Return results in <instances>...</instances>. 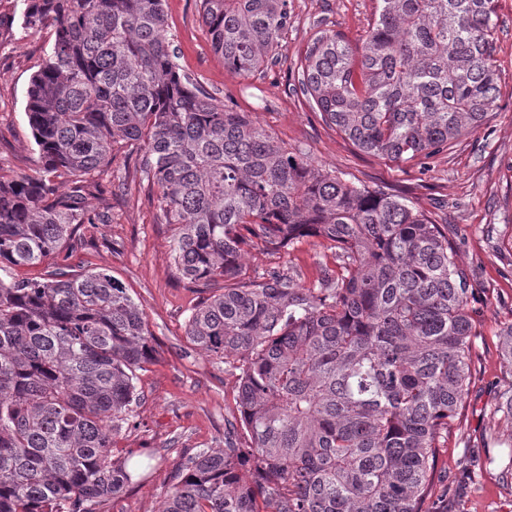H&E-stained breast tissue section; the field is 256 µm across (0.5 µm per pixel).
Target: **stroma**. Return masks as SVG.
Instances as JSON below:
<instances>
[{"label":"stroma","instance_id":"obj_1","mask_svg":"<svg viewBox=\"0 0 512 512\" xmlns=\"http://www.w3.org/2000/svg\"><path fill=\"white\" fill-rule=\"evenodd\" d=\"M497 106L476 131L454 141L429 161L398 165L359 151L326 124L313 101L297 89L312 40L325 30L343 32L359 44L375 19L376 0H289L290 23L276 58L251 74L225 67L210 46L200 0H165L168 37L182 75L237 112L248 113L289 152L373 191L400 196L448 227L463 268L475 288L479 334L473 351L474 382L464 398L462 426L448 436L438 464L445 474L430 499L449 512H512V485L489 468L475 485L449 496L467 468L469 451L504 448L512 428L493 410L512 388L502 369L499 331L512 323V0H495ZM21 0H0V170L39 176L42 162L25 107L32 74L50 46L48 31L21 26ZM92 212L105 224H85L75 234L85 268L121 281L142 305L158 351L138 373L141 400L135 424L114 439L119 458L139 467L144 480L100 506L99 512H160L180 463L200 450L223 447L224 424L236 420L238 370L189 343L186 324L203 292L178 272L173 259L174 225L166 223L156 189L133 186L117 196L109 185L92 190ZM334 255L319 239L306 238L270 254L250 250L249 273L272 267L295 271L313 283ZM153 449L146 457L145 449Z\"/></svg>","mask_w":512,"mask_h":512}]
</instances>
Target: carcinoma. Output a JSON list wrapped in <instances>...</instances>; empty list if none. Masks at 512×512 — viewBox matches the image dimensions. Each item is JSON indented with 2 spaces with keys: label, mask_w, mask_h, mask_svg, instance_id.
<instances>
[{
  "label": "carcinoma",
  "mask_w": 512,
  "mask_h": 512,
  "mask_svg": "<svg viewBox=\"0 0 512 512\" xmlns=\"http://www.w3.org/2000/svg\"><path fill=\"white\" fill-rule=\"evenodd\" d=\"M362 45L328 30L298 81L362 152L426 160L479 127L497 99L494 0H378ZM26 29L53 41L27 90L47 178L0 174V512H97L137 482L113 438L134 418L137 371L156 354L142 308L112 275L15 279L105 224L87 191L112 144L142 152L177 225L174 262L211 292L186 336L240 365V424L187 457L162 512H422L473 376V285L448 227L288 153L245 112L177 71L164 0H23ZM212 50L257 70L288 30V0H202ZM317 237L337 267L309 286L247 248ZM224 287H218L219 283ZM500 355L512 375V323ZM494 414L512 424V391ZM244 429L249 443L239 442ZM512 448L472 451L471 478Z\"/></svg>",
  "instance_id": "1"
}]
</instances>
